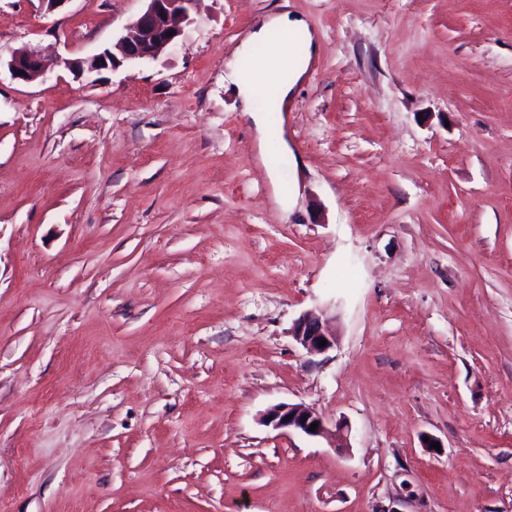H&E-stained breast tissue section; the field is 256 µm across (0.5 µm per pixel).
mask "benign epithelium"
<instances>
[{
  "label": "benign epithelium",
  "mask_w": 512,
  "mask_h": 512,
  "mask_svg": "<svg viewBox=\"0 0 512 512\" xmlns=\"http://www.w3.org/2000/svg\"><path fill=\"white\" fill-rule=\"evenodd\" d=\"M144 11L124 28L118 40L119 54L105 49L87 58L66 59L64 66L79 75L105 69H117L125 63L154 59L177 44L182 24L191 21L198 0H146ZM6 66L13 79L25 83L44 80L46 69L39 50L25 46L10 51L8 58L0 56V66ZM291 336L311 353H323L336 344V335L321 317L308 313L294 320ZM326 346H319L320 341ZM263 423L275 430L299 432L309 437H325L329 431L324 419L302 404L279 403L263 415ZM317 424L316 431L309 430Z\"/></svg>",
  "instance_id": "7a95c632"
}]
</instances>
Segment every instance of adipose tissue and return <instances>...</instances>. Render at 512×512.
I'll use <instances>...</instances> for the list:
<instances>
[{
  "label": "adipose tissue",
  "mask_w": 512,
  "mask_h": 512,
  "mask_svg": "<svg viewBox=\"0 0 512 512\" xmlns=\"http://www.w3.org/2000/svg\"><path fill=\"white\" fill-rule=\"evenodd\" d=\"M273 31L279 34L278 44L263 58H254L253 45L265 42ZM315 49V35L304 18L288 14L270 17L235 55L233 70L240 97L252 102L260 89L268 87L273 91L271 107H279L292 97Z\"/></svg>",
  "instance_id": "1"
}]
</instances>
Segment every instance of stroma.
Wrapping results in <instances>:
<instances>
[{
	"label": "stroma",
	"mask_w": 512,
	"mask_h": 512,
	"mask_svg": "<svg viewBox=\"0 0 512 512\" xmlns=\"http://www.w3.org/2000/svg\"><path fill=\"white\" fill-rule=\"evenodd\" d=\"M145 7L0 0L48 66L0 72V504L512 512V0H200L157 58L64 67ZM288 13L316 51L264 145L228 62ZM291 336L310 353H323L336 344V335L323 323L321 317L306 312L294 320ZM322 340H326L324 347L319 346ZM263 423L276 430L299 432L309 437H327L329 434L324 419L302 404H276L263 415ZM312 423H318L316 432L309 431Z\"/></svg>",
	"instance_id": "35a3bbf8"
}]
</instances>
